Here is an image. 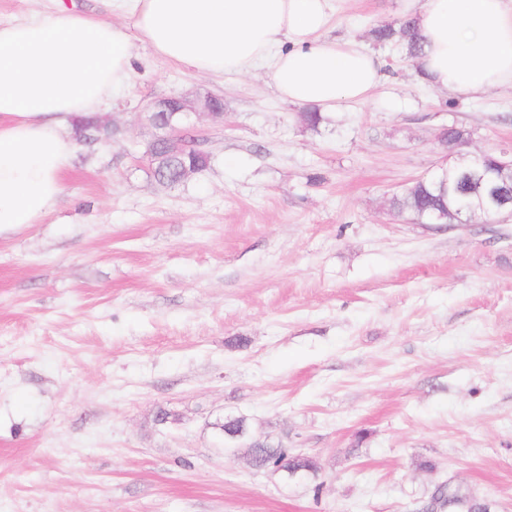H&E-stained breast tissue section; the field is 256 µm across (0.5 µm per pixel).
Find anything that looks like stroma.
<instances>
[{"label":"stroma","instance_id":"stroma-1","mask_svg":"<svg viewBox=\"0 0 512 512\" xmlns=\"http://www.w3.org/2000/svg\"><path fill=\"white\" fill-rule=\"evenodd\" d=\"M112 0H0V22ZM328 37L383 63L372 98L318 128L267 66L202 75L137 44L36 224L0 234V512H419L435 486L512 512V218L418 224L396 194L512 146V88L448 97L371 26L408 0H334ZM210 92L209 168L150 174L152 102ZM167 412L160 422L159 412ZM314 457L289 478L217 425Z\"/></svg>","mask_w":512,"mask_h":512}]
</instances>
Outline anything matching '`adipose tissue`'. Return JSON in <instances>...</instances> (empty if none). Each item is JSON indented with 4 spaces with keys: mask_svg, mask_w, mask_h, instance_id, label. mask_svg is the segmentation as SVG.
<instances>
[{
    "mask_svg": "<svg viewBox=\"0 0 512 512\" xmlns=\"http://www.w3.org/2000/svg\"><path fill=\"white\" fill-rule=\"evenodd\" d=\"M130 24L73 10L0 24V231L36 224L64 192L73 121L132 82L137 43L201 74L270 67L278 95L333 112L378 87V59L330 39L331 0H117ZM428 82L462 99L512 88V0H421Z\"/></svg>",
    "mask_w": 512,
    "mask_h": 512,
    "instance_id": "ef3b65f1",
    "label": "adipose tissue"
}]
</instances>
